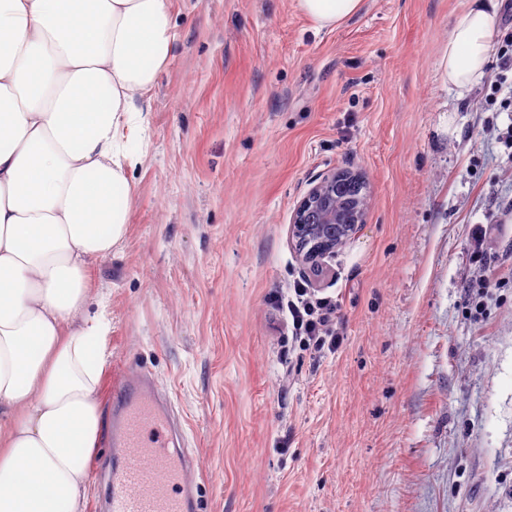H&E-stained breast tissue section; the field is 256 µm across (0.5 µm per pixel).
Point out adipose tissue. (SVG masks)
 <instances>
[{
	"label": "adipose tissue",
	"mask_w": 512,
	"mask_h": 512,
	"mask_svg": "<svg viewBox=\"0 0 512 512\" xmlns=\"http://www.w3.org/2000/svg\"><path fill=\"white\" fill-rule=\"evenodd\" d=\"M332 29L363 0H296ZM495 0H469L445 80L483 74ZM169 0H0V512H82L102 432L104 318L87 271L129 221L149 125L139 102L167 65Z\"/></svg>",
	"instance_id": "ef3b65f1"
}]
</instances>
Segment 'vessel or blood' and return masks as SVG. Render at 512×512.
<instances>
[{
	"mask_svg": "<svg viewBox=\"0 0 512 512\" xmlns=\"http://www.w3.org/2000/svg\"><path fill=\"white\" fill-rule=\"evenodd\" d=\"M112 445L121 464L112 475L108 512H200L188 477V454L177 447L153 381L126 373L112 396Z\"/></svg>",
	"mask_w": 512,
	"mask_h": 512,
	"instance_id": "1",
	"label": "vessel or blood"
}]
</instances>
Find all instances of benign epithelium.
<instances>
[{"instance_id": "obj_1", "label": "benign epithelium", "mask_w": 512, "mask_h": 512, "mask_svg": "<svg viewBox=\"0 0 512 512\" xmlns=\"http://www.w3.org/2000/svg\"><path fill=\"white\" fill-rule=\"evenodd\" d=\"M360 180L350 171L337 170L324 175L300 200L293 216L292 237L309 273L319 279L326 273L324 258L334 253L336 244H344L364 222L365 211L353 224H336V192L348 181Z\"/></svg>"}]
</instances>
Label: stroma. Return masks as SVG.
<instances>
[{"label": "stroma", "mask_w": 512, "mask_h": 512, "mask_svg": "<svg viewBox=\"0 0 512 512\" xmlns=\"http://www.w3.org/2000/svg\"><path fill=\"white\" fill-rule=\"evenodd\" d=\"M466 0H364L318 29L296 0H170L178 36L140 105L123 241L90 270L112 391L151 375L202 512H512V112L495 61L467 91L441 51ZM335 170L366 222L316 297L336 352L294 336L297 203Z\"/></svg>", "instance_id": "stroma-1"}]
</instances>
